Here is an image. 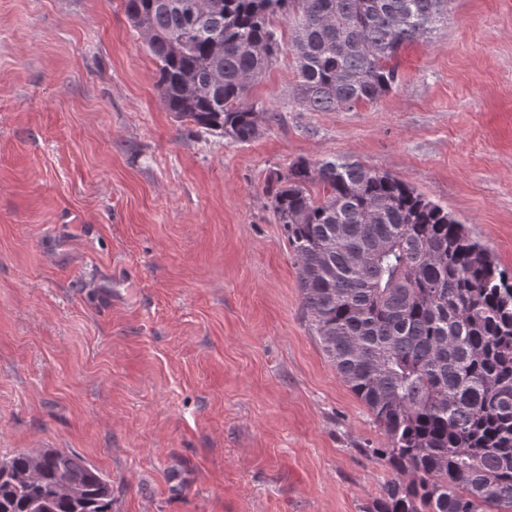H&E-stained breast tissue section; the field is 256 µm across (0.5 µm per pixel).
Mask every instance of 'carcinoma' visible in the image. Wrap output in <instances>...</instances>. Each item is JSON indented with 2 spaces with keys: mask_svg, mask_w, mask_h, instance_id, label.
I'll return each mask as SVG.
<instances>
[{
  "mask_svg": "<svg viewBox=\"0 0 512 512\" xmlns=\"http://www.w3.org/2000/svg\"><path fill=\"white\" fill-rule=\"evenodd\" d=\"M123 2L164 108L238 142L265 112L248 93L282 49L275 17L312 112L377 102L398 51L448 20V0ZM268 194L311 332L386 438L394 477L363 512H512V274L448 209L357 161L299 159ZM46 454L34 480L32 454L0 463V512H112L110 479Z\"/></svg>",
  "mask_w": 512,
  "mask_h": 512,
  "instance_id": "carcinoma-1",
  "label": "carcinoma"
}]
</instances>
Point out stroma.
I'll list each match as a JSON object with an SVG mask.
<instances>
[{
  "label": "stroma",
  "instance_id": "obj_1",
  "mask_svg": "<svg viewBox=\"0 0 512 512\" xmlns=\"http://www.w3.org/2000/svg\"><path fill=\"white\" fill-rule=\"evenodd\" d=\"M375 104L309 112L283 51L249 142L161 102L123 0H0V460L55 448L112 512H361L385 437L312 335L266 192L345 157L512 271V0H449Z\"/></svg>",
  "mask_w": 512,
  "mask_h": 512
}]
</instances>
